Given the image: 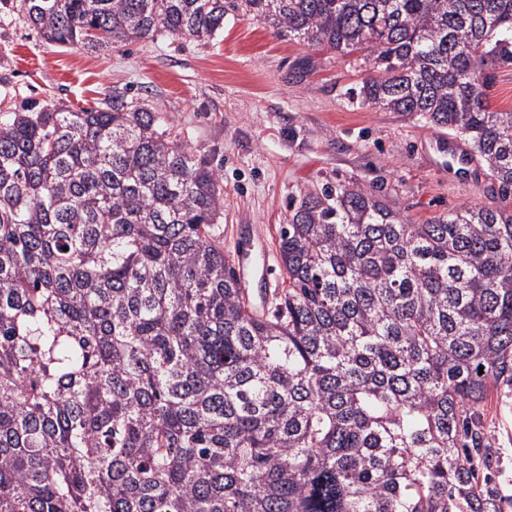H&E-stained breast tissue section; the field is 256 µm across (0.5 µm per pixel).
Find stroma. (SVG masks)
Segmentation results:
<instances>
[{
	"instance_id": "obj_1",
	"label": "stroma",
	"mask_w": 512,
	"mask_h": 512,
	"mask_svg": "<svg viewBox=\"0 0 512 512\" xmlns=\"http://www.w3.org/2000/svg\"><path fill=\"white\" fill-rule=\"evenodd\" d=\"M365 75L358 55L276 37L240 14L211 40L161 36L92 52L45 41L20 8L0 10V109L90 108L122 94L156 112L221 170L224 250L236 254L248 236L263 293L284 282L278 231L289 203L336 181H360L418 224L491 201L488 179L474 184L439 167L436 127L363 104ZM486 423L512 496V404L489 401Z\"/></svg>"
}]
</instances>
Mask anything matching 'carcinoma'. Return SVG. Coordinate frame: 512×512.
I'll return each mask as SVG.
<instances>
[{
	"label": "carcinoma",
	"instance_id": "cac0c4a2",
	"mask_svg": "<svg viewBox=\"0 0 512 512\" xmlns=\"http://www.w3.org/2000/svg\"><path fill=\"white\" fill-rule=\"evenodd\" d=\"M91 51L240 12L363 53L367 105L470 142L498 185L416 224L356 180L295 205L261 312L223 174L117 94L0 112V512H500L512 395V0H20ZM463 43L467 51L456 50ZM492 99L495 106L500 109H508L510 105L512 106V67L499 69ZM510 405L502 407L496 393L488 400L486 411L487 428L497 445L502 448V474L499 477L504 494L512 496V397Z\"/></svg>",
	"mask_w": 512,
	"mask_h": 512
}]
</instances>
